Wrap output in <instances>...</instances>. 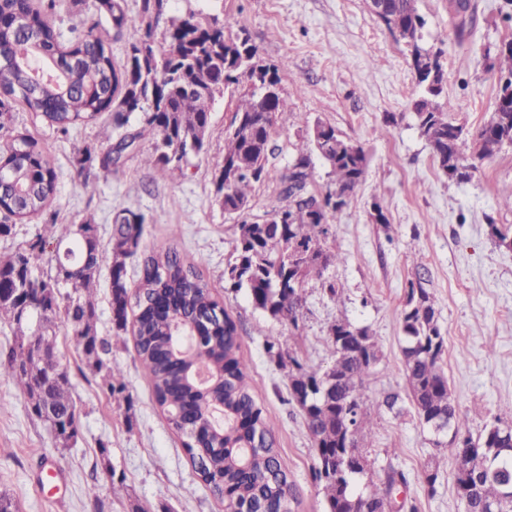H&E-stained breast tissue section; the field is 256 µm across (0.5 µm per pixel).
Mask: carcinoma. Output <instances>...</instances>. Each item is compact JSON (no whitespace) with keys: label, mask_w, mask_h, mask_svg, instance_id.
Segmentation results:
<instances>
[{"label":"carcinoma","mask_w":512,"mask_h":512,"mask_svg":"<svg viewBox=\"0 0 512 512\" xmlns=\"http://www.w3.org/2000/svg\"><path fill=\"white\" fill-rule=\"evenodd\" d=\"M166 0H141L137 17L125 13L121 0H93L96 20L64 35L50 20L57 0H0V130L12 120L11 103H21L35 117L66 135L78 124L118 105L116 120L129 121L142 114L133 129L112 137L99 133L100 168L110 172L143 140L153 143L141 158L148 168H179L189 156L200 155L205 142L200 135L210 127L216 96L231 86H243L224 133V164L217 187V202L224 213L237 218L233 260L225 279L234 289H245L251 304L271 319L298 327L305 305L306 286L314 282L330 297L338 296L335 283L324 278L341 256L327 245L329 219L341 211L336 194L350 197L362 183L367 155L359 145L342 138L330 125L310 131L288 173L279 179L280 206L270 218L250 216L255 184L268 178V157L273 154L274 120L285 106L283 97L262 100L249 88L254 73L248 60L257 55L244 23L224 15L202 22L191 15L170 20L165 43L154 42L155 27L165 14ZM387 29L403 40L411 67L423 95L414 105L416 127L429 143L439 169L451 178L467 181L478 165L503 146H512V42L501 52L497 106L490 120L471 132L449 118L451 101L442 93L441 52L421 44L424 19L414 0H384ZM476 6L471 0H450L448 13L459 43L472 34ZM126 63L119 74L112 62V34L126 30ZM125 95L115 103L119 84ZM319 154L334 176L325 193L309 191V153ZM12 170L0 189V237L9 236L14 224L41 218L36 239L10 254H0V321L21 324V312L6 298L17 288H27L38 303L31 320L40 333L36 342L15 343L0 354V378L28 397L29 413L47 423L79 426V416L66 374L52 382L43 396L33 400L38 378L49 368H60L53 320L64 313L76 336L93 335L80 345L85 367L102 375L103 387L117 402L131 406L126 377L117 365L105 364L102 355L110 341L96 335L95 293L104 251L97 225L78 227L57 223L50 204L57 192V175L47 151L31 134H17L0 144V168ZM145 219L122 210L113 217L110 240L112 329L120 337L131 333L140 363L151 379L156 404L169 425L182 437V446L200 479L224 499V512H291L292 484L280 456L271 419L257 402L249 363L240 355L236 322L222 309L223 322L203 320L221 305L205 282L197 261L176 247L144 256L138 283L127 278L126 259L140 245ZM500 245L512 248V226L488 224ZM415 266L408 281L407 308L402 316L403 364L408 399L426 427L444 413L448 427L463 440L456 448V488L466 512H486L495 502L500 512H512V499L502 500L512 489V453L497 463L488 431L474 438L463 429L461 417L448 392V379L439 367L445 339L439 310L428 284V271ZM195 324L202 336L203 353L218 376L207 388L187 375L191 362L176 357L175 317ZM330 363L307 365L285 357L276 338L265 341L266 353L283 368L290 367V400L301 408L316 450L315 478L323 483L327 512H351L352 501L367 512H387V493L374 488L368 464H358L361 443L371 436L372 404L364 396V379L381 362L377 338L346 318L328 331ZM365 481V488L357 481Z\"/></svg>","instance_id":"carcinoma-1"}]
</instances>
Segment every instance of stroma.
I'll use <instances>...</instances> for the list:
<instances>
[{"mask_svg":"<svg viewBox=\"0 0 512 512\" xmlns=\"http://www.w3.org/2000/svg\"><path fill=\"white\" fill-rule=\"evenodd\" d=\"M476 26L458 43L448 16V0H417L425 20V46L442 53V96L456 103L452 117L469 128L494 112L498 62L512 41V0H474ZM233 13L244 22L259 59L279 68L287 103L277 117L269 176L257 184L252 213L262 217L277 204V182L294 159L293 145L315 123L336 128L362 146L368 163L362 184L332 220L328 244L342 262L328 269L343 290L334 300L309 286L297 326L280 324L248 300L245 291L226 287L224 270L237 237V221L216 202L224 157V131L233 115L230 95L217 98L211 112L207 149L181 168L168 171L141 165L132 155L115 171L82 173L85 147L97 145L100 126L114 115L56 135L31 113L15 110L13 127L41 139L58 175L52 203L60 223L92 220L102 243H109L116 212L129 209L145 218L137 254L127 261L136 276L141 256L171 245L190 253L204 270L215 297L238 326L240 352L251 367L256 398L275 425L277 447L288 465L293 512H325L323 486L313 477L314 442L296 403L289 400L287 369L266 353V337H277L284 352L307 364L327 366L328 330L348 318L377 336L382 360L365 380L364 393L376 409L374 435L364 454L383 487L388 466L409 477L406 494L419 512H464L455 487L457 459L452 448L435 447L433 433L414 411L394 416L384 396L406 394L402 312L414 257L429 271L430 288L445 336L440 366L448 390L472 435L494 424L512 404V249L499 246L489 223L512 225V207L500 189L512 185V147L486 160L470 181L444 174L420 135L414 103L421 90L408 63V50L372 16L365 0H168L167 15L206 20ZM383 211L391 232L375 221ZM110 258H102L96 304L99 336L111 339L110 361L123 371L131 409L117 408L99 388L100 379L82 362L77 338L66 317L55 330L61 365L74 388L80 435L60 447L48 423L32 418L27 398L0 380V494L15 512H224V504L195 472L180 436L155 404L131 336H112L109 307ZM107 455H100V444ZM440 464L435 492L422 475ZM124 479L127 494L113 498L112 480ZM96 487L98 507L87 491Z\"/></svg>","mask_w":512,"mask_h":512,"instance_id":"1","label":"stroma"}]
</instances>
